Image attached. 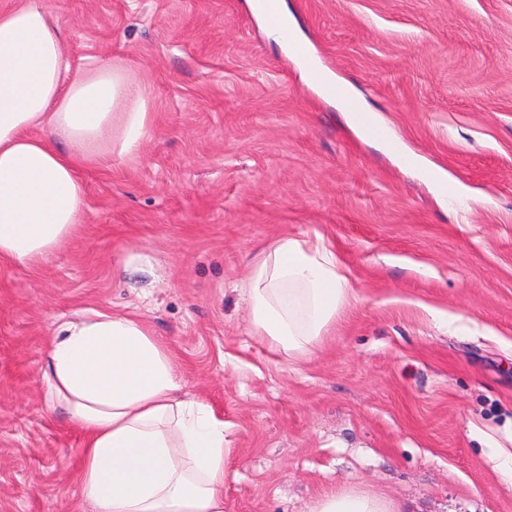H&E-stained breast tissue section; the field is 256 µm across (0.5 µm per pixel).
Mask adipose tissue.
Returning a JSON list of instances; mask_svg holds the SVG:
<instances>
[{
	"label": "adipose tissue",
	"mask_w": 512,
	"mask_h": 512,
	"mask_svg": "<svg viewBox=\"0 0 512 512\" xmlns=\"http://www.w3.org/2000/svg\"><path fill=\"white\" fill-rule=\"evenodd\" d=\"M150 114L141 89L111 63L72 70L40 0L0 10V256L46 259L82 224V170L136 152ZM352 287L322 237L285 236L254 263L250 326L298 358L322 342ZM49 409L83 435L82 499L94 512H224V421L186 399L167 348L140 322L90 310L63 323L42 372ZM311 512H395L343 490Z\"/></svg>",
	"instance_id": "1"
}]
</instances>
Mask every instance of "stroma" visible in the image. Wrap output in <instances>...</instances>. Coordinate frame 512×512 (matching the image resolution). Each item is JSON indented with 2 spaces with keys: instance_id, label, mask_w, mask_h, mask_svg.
I'll return each mask as SVG.
<instances>
[{
  "instance_id": "35a3bbf8",
  "label": "stroma",
  "mask_w": 512,
  "mask_h": 512,
  "mask_svg": "<svg viewBox=\"0 0 512 512\" xmlns=\"http://www.w3.org/2000/svg\"><path fill=\"white\" fill-rule=\"evenodd\" d=\"M42 2L71 63L124 66L151 124L137 156L82 171L67 244L36 267L0 257V512H92L82 434L40 381L89 310L142 322L223 418L224 512L341 489L512 512V0H285L287 52L247 0ZM308 66L352 84L385 147ZM318 235L353 296L292 359L253 335L243 287L277 239Z\"/></svg>"
}]
</instances>
